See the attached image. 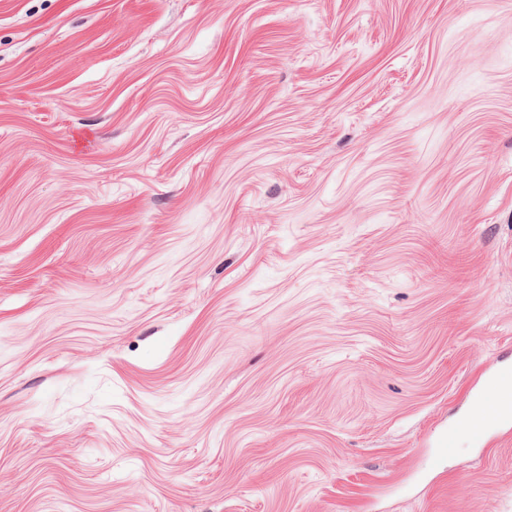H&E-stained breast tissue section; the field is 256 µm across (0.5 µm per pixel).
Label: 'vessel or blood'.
<instances>
[{"label": "vessel or blood", "mask_w": 512, "mask_h": 512, "mask_svg": "<svg viewBox=\"0 0 512 512\" xmlns=\"http://www.w3.org/2000/svg\"><path fill=\"white\" fill-rule=\"evenodd\" d=\"M474 407L449 424L441 435V452L451 455L459 441L471 447H488L492 435L512 428V361H501L486 371L472 392Z\"/></svg>", "instance_id": "vessel-or-blood-1"}]
</instances>
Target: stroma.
<instances>
[{
  "label": "stroma",
  "mask_w": 512,
  "mask_h": 512,
  "mask_svg": "<svg viewBox=\"0 0 512 512\" xmlns=\"http://www.w3.org/2000/svg\"><path fill=\"white\" fill-rule=\"evenodd\" d=\"M512 0H0V512H512ZM475 407L448 425L441 435L443 456L451 455L460 440L471 448H487L491 436L512 428V360H502L485 371L481 384L472 390Z\"/></svg>",
  "instance_id": "stroma-1"
}]
</instances>
